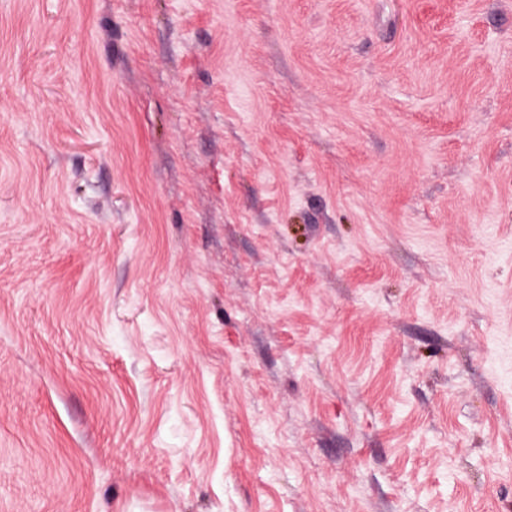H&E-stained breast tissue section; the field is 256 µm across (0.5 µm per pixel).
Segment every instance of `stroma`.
<instances>
[{"mask_svg": "<svg viewBox=\"0 0 512 512\" xmlns=\"http://www.w3.org/2000/svg\"><path fill=\"white\" fill-rule=\"evenodd\" d=\"M0 512H512V0H0Z\"/></svg>", "mask_w": 512, "mask_h": 512, "instance_id": "stroma-1", "label": "stroma"}]
</instances>
